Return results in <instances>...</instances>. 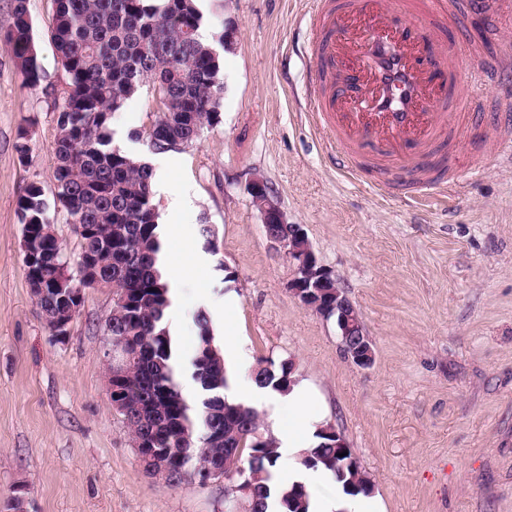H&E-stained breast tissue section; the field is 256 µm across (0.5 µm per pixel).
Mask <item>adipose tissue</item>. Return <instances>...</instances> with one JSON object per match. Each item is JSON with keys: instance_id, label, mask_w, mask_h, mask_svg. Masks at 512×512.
Segmentation results:
<instances>
[{"instance_id": "ef3b65f1", "label": "adipose tissue", "mask_w": 512, "mask_h": 512, "mask_svg": "<svg viewBox=\"0 0 512 512\" xmlns=\"http://www.w3.org/2000/svg\"><path fill=\"white\" fill-rule=\"evenodd\" d=\"M228 396L250 404L270 396L287 405V420L272 422V431L279 441L278 452L285 462L284 467L277 470L281 485H308L331 480L330 472L321 468L308 469L301 463L305 450L315 446L317 432L327 424L322 398L305 381L294 382L285 393L250 384L230 388Z\"/></svg>"}]
</instances>
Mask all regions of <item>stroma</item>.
<instances>
[{
  "instance_id": "stroma-1",
  "label": "stroma",
  "mask_w": 512,
  "mask_h": 512,
  "mask_svg": "<svg viewBox=\"0 0 512 512\" xmlns=\"http://www.w3.org/2000/svg\"><path fill=\"white\" fill-rule=\"evenodd\" d=\"M310 0H206L209 34L236 26L221 62V120L169 164L161 221L182 224L202 257L199 277L175 295L169 324L190 356L192 316L212 317L216 342L232 335L246 384L259 359L292 361L323 396L327 419L354 448L386 512H512V163L473 155L477 132L462 115L441 157L480 173L422 194L412 181L353 177L305 111ZM469 0L436 30L464 44L463 93L481 92L483 124L504 122L500 88L482 70L512 50V18ZM55 0H28L42 80L22 84L0 46V512L14 485L30 487L27 512H221L224 485L171 489L147 476L104 367L112 291L89 288L66 339L46 325L21 255L17 201L30 183L55 191L54 101L67 78L51 38ZM159 96L143 87L114 125L115 138L150 164L144 137ZM28 130L29 152L15 144ZM263 176L289 223L302 225L321 264L356 306L375 347L360 368L345 357L334 320L288 290L294 266L266 238L246 191ZM185 198L171 208L168 197ZM210 224L214 244L199 233ZM233 315L222 322L224 304Z\"/></svg>"
}]
</instances>
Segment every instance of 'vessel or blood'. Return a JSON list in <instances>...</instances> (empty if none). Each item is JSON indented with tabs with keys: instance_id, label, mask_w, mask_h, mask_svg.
I'll return each mask as SVG.
<instances>
[{
	"instance_id": "obj_1",
	"label": "vessel or blood",
	"mask_w": 512,
	"mask_h": 512,
	"mask_svg": "<svg viewBox=\"0 0 512 512\" xmlns=\"http://www.w3.org/2000/svg\"><path fill=\"white\" fill-rule=\"evenodd\" d=\"M448 0H314L308 38L309 110L346 162L372 158L384 172L422 174L438 187L434 145L460 107L462 48L429 28Z\"/></svg>"
}]
</instances>
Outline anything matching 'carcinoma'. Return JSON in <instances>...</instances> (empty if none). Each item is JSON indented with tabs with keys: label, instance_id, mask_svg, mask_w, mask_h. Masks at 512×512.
<instances>
[{
	"label": "carcinoma",
	"instance_id": "obj_1",
	"mask_svg": "<svg viewBox=\"0 0 512 512\" xmlns=\"http://www.w3.org/2000/svg\"><path fill=\"white\" fill-rule=\"evenodd\" d=\"M52 39L67 75V89L55 103L57 136L55 205L67 219L84 227L76 269L91 258L115 296L112 320L104 335L122 336L135 355L121 386V412L130 436L139 439L160 426L157 448L162 457L143 463L153 477L165 466V483L180 488L212 459L224 475L248 479L245 501L250 512H309L310 494L302 484L274 491L271 468L279 459L275 439L265 432L260 412L228 400L227 370L207 315H195L197 344L185 360L172 349L166 322L171 306L167 285L155 268L159 250V213L154 203L152 169L112 146L114 120L138 89L159 85L165 111L158 113L146 140L155 154L181 152L206 125L220 121L214 98L220 77L224 35L211 43L199 38L205 24L196 0H55ZM0 44L13 55L26 87L41 80V68L28 14V0H12L11 22L0 32ZM22 234L40 239L52 260L41 271L46 287L69 269L56 239L42 234L53 220L43 189L31 183L17 204ZM294 364L261 360L251 371L259 387L284 392L292 383ZM190 376L200 387L199 399L184 396ZM320 442L305 452L307 468L324 467L344 482L348 493H370L373 484H352L355 472L341 468L354 454L336 447V437L320 431ZM347 455L340 456V453Z\"/></svg>",
	"mask_w": 512,
	"mask_h": 512
}]
</instances>
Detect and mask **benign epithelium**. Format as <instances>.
I'll use <instances>...</instances> for the list:
<instances>
[{"label": "benign epithelium", "instance_id": "1", "mask_svg": "<svg viewBox=\"0 0 512 512\" xmlns=\"http://www.w3.org/2000/svg\"><path fill=\"white\" fill-rule=\"evenodd\" d=\"M247 192L253 204L260 210L267 239L284 248L293 263L294 276L288 284L289 292L306 308L319 305L324 294L322 287L334 280L335 275L319 264L302 225L288 223L271 186L263 177L256 175L251 178ZM102 286L98 267L89 261L75 279L59 283L52 290L33 288L31 293L36 299L50 291L56 294L64 307V315L62 319L55 321L52 331L63 339L69 333L71 322L81 310L85 289ZM333 296L336 297V326L344 353L356 366L370 367L375 357L374 344L364 329L357 309L341 286H336ZM130 360L131 355L125 350L124 338H107L104 361L114 369V372L107 373V381H112L114 373L123 375Z\"/></svg>", "mask_w": 512, "mask_h": 512}]
</instances>
